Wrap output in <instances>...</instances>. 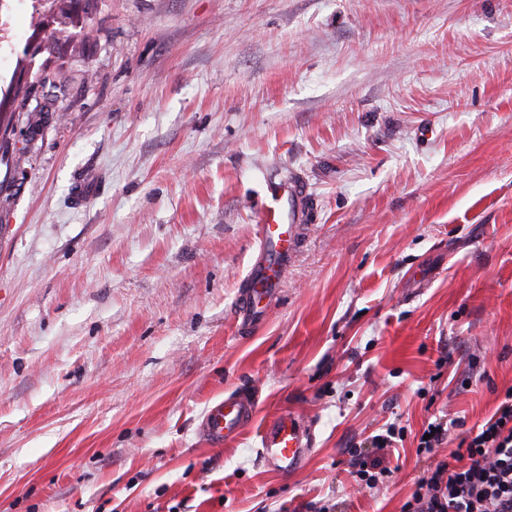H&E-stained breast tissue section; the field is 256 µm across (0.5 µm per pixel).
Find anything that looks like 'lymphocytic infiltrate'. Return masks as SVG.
Returning <instances> with one entry per match:
<instances>
[{"label": "lymphocytic infiltrate", "mask_w": 512, "mask_h": 512, "mask_svg": "<svg viewBox=\"0 0 512 512\" xmlns=\"http://www.w3.org/2000/svg\"><path fill=\"white\" fill-rule=\"evenodd\" d=\"M450 456L418 481L404 512H512V387Z\"/></svg>", "instance_id": "1"}]
</instances>
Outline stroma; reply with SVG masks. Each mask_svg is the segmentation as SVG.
<instances>
[{"label":"stroma","mask_w":512,"mask_h":512,"mask_svg":"<svg viewBox=\"0 0 512 512\" xmlns=\"http://www.w3.org/2000/svg\"><path fill=\"white\" fill-rule=\"evenodd\" d=\"M35 8L0 74V512H403L512 387V0ZM291 177L305 240L243 332ZM240 389L253 423L210 446ZM279 411L315 435L288 475ZM356 447L392 477L360 487ZM309 187L298 179L286 188H270L259 212V245L243 280L234 314L241 329L265 323L278 300L282 283L298 251L309 212ZM257 405V396L248 389L224 395L206 411L201 423L203 437L214 446L236 438L253 422ZM311 425L292 412L272 415L260 434V452L270 470L283 474L302 467L314 445ZM435 428V431H432ZM448 430L444 428L441 422L429 423L427 428L424 429L423 433L419 438L417 451L419 453L432 454L436 448H439L443 444ZM431 434V438L424 440V435Z\"/></svg>","instance_id":"obj_1"}]
</instances>
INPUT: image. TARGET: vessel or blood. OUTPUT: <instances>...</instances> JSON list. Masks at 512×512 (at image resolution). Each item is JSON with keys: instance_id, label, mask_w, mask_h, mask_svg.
I'll use <instances>...</instances> for the list:
<instances>
[{"instance_id": "1", "label": "vessel or blood", "mask_w": 512, "mask_h": 512, "mask_svg": "<svg viewBox=\"0 0 512 512\" xmlns=\"http://www.w3.org/2000/svg\"><path fill=\"white\" fill-rule=\"evenodd\" d=\"M310 190L300 180L271 189L259 212V245L252 267L243 281L234 314L240 328L254 330L263 325L278 300L299 247L309 212ZM258 399L243 389L225 395L206 411L201 432L214 446L242 434L253 422ZM311 425L299 415H272L260 434V452L270 470L288 474L302 467L313 446Z\"/></svg>"}]
</instances>
